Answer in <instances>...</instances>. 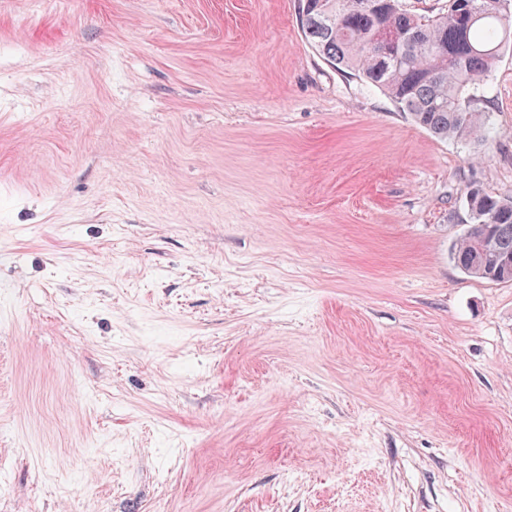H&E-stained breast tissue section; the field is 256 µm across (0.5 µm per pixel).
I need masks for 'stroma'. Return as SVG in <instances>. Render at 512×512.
Masks as SVG:
<instances>
[{"mask_svg": "<svg viewBox=\"0 0 512 512\" xmlns=\"http://www.w3.org/2000/svg\"><path fill=\"white\" fill-rule=\"evenodd\" d=\"M478 147L298 0H0V512H512V284ZM466 203L472 224L451 250L454 264L470 277L512 282V197L492 196L471 187Z\"/></svg>", "mask_w": 512, "mask_h": 512, "instance_id": "35a3bbf8", "label": "stroma"}]
</instances>
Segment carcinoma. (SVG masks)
I'll use <instances>...</instances> for the list:
<instances>
[{"label":"carcinoma","mask_w":512,"mask_h":512,"mask_svg":"<svg viewBox=\"0 0 512 512\" xmlns=\"http://www.w3.org/2000/svg\"><path fill=\"white\" fill-rule=\"evenodd\" d=\"M310 45L332 67L381 88L414 123L439 139L477 145L484 113L471 109L465 90L512 47V0H446L430 16L402 0H299ZM472 224L451 250L469 276L512 282V197L471 187Z\"/></svg>","instance_id":"obj_1"}]
</instances>
